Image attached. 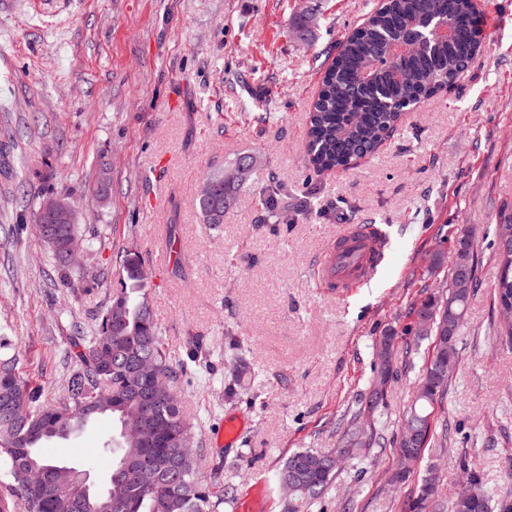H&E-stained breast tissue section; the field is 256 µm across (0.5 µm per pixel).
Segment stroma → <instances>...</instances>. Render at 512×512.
<instances>
[{
    "label": "stroma",
    "instance_id": "1",
    "mask_svg": "<svg viewBox=\"0 0 512 512\" xmlns=\"http://www.w3.org/2000/svg\"><path fill=\"white\" fill-rule=\"evenodd\" d=\"M380 0H0V331L27 372L57 395L73 367L68 338L91 331L117 283L116 256L138 250L149 303L176 359L192 340L211 368L178 374L200 423L202 476L224 467L227 512H280L275 475L297 449H336L374 381L373 344L395 332L397 375L377 415L383 447L343 465L323 508L399 512L413 483L387 482L402 415L435 339L416 341L413 305L437 292V249L469 235L476 276L457 340L456 370L433 409L416 466L437 468L448 512L469 457L488 490H512V345L493 293L496 214L512 203V0H476L483 55L455 85L404 115L378 150L343 171L306 163V128L336 45ZM318 23L300 36L296 22ZM262 166L219 226L196 206L208 176L243 154ZM109 175L111 189L94 187ZM279 190L275 217L259 197ZM73 206L85 251L60 276L39 237L43 197ZM350 224L389 239L370 281L346 297L319 288L316 263ZM167 239L174 259H158ZM250 373L224 397L232 364ZM244 422L219 444L225 417ZM104 418L51 444L103 481Z\"/></svg>",
    "mask_w": 512,
    "mask_h": 512
}]
</instances>
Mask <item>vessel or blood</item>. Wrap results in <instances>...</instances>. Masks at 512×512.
I'll list each match as a JSON object with an SVG mask.
<instances>
[{
    "label": "vessel or blood",
    "mask_w": 512,
    "mask_h": 512,
    "mask_svg": "<svg viewBox=\"0 0 512 512\" xmlns=\"http://www.w3.org/2000/svg\"><path fill=\"white\" fill-rule=\"evenodd\" d=\"M387 240L371 224L348 226L319 263L321 282L329 288H353L368 281L385 257Z\"/></svg>",
    "instance_id": "b4317fda"
}]
</instances>
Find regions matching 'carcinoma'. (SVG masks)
I'll list each match as a JSON object with an SVG mask.
<instances>
[{
    "mask_svg": "<svg viewBox=\"0 0 512 512\" xmlns=\"http://www.w3.org/2000/svg\"><path fill=\"white\" fill-rule=\"evenodd\" d=\"M436 20L452 25L451 38L437 35L419 41L406 53H395L394 43L413 39ZM479 21L472 0H384L362 26L339 44L323 77L310 112L307 163L316 172L346 169L358 156L373 154L396 129L403 112L420 100L436 96L455 84L484 52ZM259 157L239 156L223 171L212 174L197 205L204 223H223L224 211L247 189L260 166ZM52 234L38 229L51 246L55 267L70 270L60 259L64 239L78 235L76 224H52ZM512 232V204L501 205L493 242L499 266L494 303L512 309V251H504L500 237ZM118 277L110 303L98 316L91 336L71 337L69 353L74 368L63 393L48 398L40 385L18 369L20 351L0 358V471L10 480L19 512H224L235 499L216 469L210 480L200 478L195 428L174 388L177 365L162 344L148 301L149 282L141 275L139 253L129 248L116 257ZM477 288L476 276L457 281L449 270L444 294H431L412 308L419 337L439 336L450 330L458 336L465 308ZM456 295L457 317L448 319V297ZM395 344L383 334L375 344L379 364L376 383L365 397L366 408L383 403L380 391L397 370ZM456 345L433 352L403 416L395 449L398 466L388 477L401 485L414 473L432 430V411L448 386L456 364ZM146 360L152 366L153 398L133 370ZM110 416L120 423L119 440H109L104 451L112 456L105 487L82 490L86 470L60 462L43 452L44 446L84 429L91 421ZM139 428L135 435L126 427ZM376 425L366 431L349 425L334 451L298 449L278 468L276 481L288 493L282 512H310L325 498L338 471L332 455L358 459L381 445ZM464 474L450 512H491L493 496L483 487L479 472L465 456L458 458ZM439 478L428 470L415 491L402 500L399 512H436Z\"/></svg>",
    "mask_w": 512,
    "mask_h": 512,
    "instance_id": "1",
    "label": "carcinoma"
}]
</instances>
